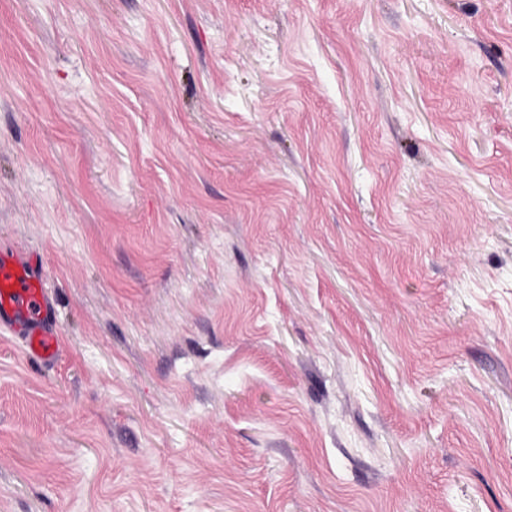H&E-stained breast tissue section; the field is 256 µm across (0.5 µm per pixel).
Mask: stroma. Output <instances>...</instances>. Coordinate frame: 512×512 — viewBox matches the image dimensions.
Masks as SVG:
<instances>
[{
    "label": "stroma",
    "mask_w": 512,
    "mask_h": 512,
    "mask_svg": "<svg viewBox=\"0 0 512 512\" xmlns=\"http://www.w3.org/2000/svg\"><path fill=\"white\" fill-rule=\"evenodd\" d=\"M0 512H512V0H0ZM57 315L56 302L46 291L33 256L0 250V330L19 337L26 356L40 366H53L61 356Z\"/></svg>",
    "instance_id": "35a3bbf8"
}]
</instances>
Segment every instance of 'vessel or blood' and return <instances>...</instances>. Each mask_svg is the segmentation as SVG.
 Instances as JSON below:
<instances>
[{
    "label": "vessel or blood",
    "instance_id": "vessel-or-blood-1",
    "mask_svg": "<svg viewBox=\"0 0 512 512\" xmlns=\"http://www.w3.org/2000/svg\"><path fill=\"white\" fill-rule=\"evenodd\" d=\"M57 315L56 302L32 256L0 250V330L19 337L27 357L38 365H54L61 356Z\"/></svg>",
    "mask_w": 512,
    "mask_h": 512
}]
</instances>
